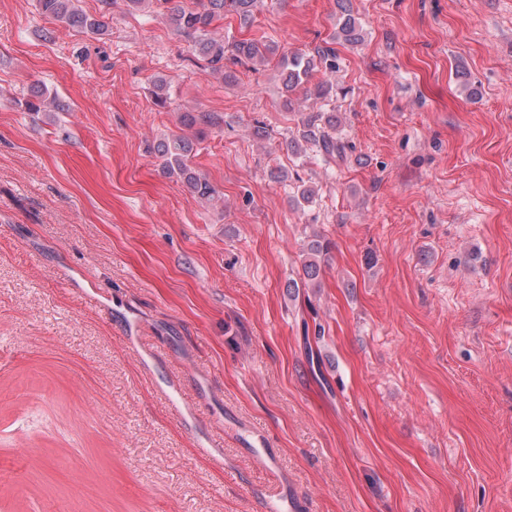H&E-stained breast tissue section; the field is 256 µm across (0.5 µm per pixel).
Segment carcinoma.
Listing matches in <instances>:
<instances>
[{"mask_svg":"<svg viewBox=\"0 0 512 512\" xmlns=\"http://www.w3.org/2000/svg\"><path fill=\"white\" fill-rule=\"evenodd\" d=\"M157 4L166 6V12L174 30L194 39V52L198 59L214 72H220L224 79L235 78L232 70H224V60L234 65L246 66L250 63H263L277 51L275 45L258 40H239L231 44L224 43V38L212 31L213 23L226 13H234L245 23L253 20L260 0H197L194 9H185L174 0H156ZM41 13L55 21L72 28L93 34L101 33L105 24L102 20L90 16L74 5V0H38ZM343 16L338 23L337 37L348 43L361 39V30L356 18L346 6H341ZM279 76L283 89V107L293 110L291 94L310 83L318 72L336 71V55L330 48L318 49L314 54H293L282 56L278 62ZM340 118L331 109H320L310 113L302 120L298 135L288 141V150L294 155L301 154L302 144H310L316 152L327 161L340 157L345 144L336 137ZM156 151L163 159L164 173L175 177L196 196L213 200L217 195L215 187L204 178L192 165L194 142L186 135L173 136L158 142ZM330 242L317 236L307 245V253L302 263V276L291 280L288 287L306 288L315 284L320 276L319 258L329 250Z\"/></svg>","mask_w":512,"mask_h":512,"instance_id":"cac0c4a2","label":"carcinoma"}]
</instances>
